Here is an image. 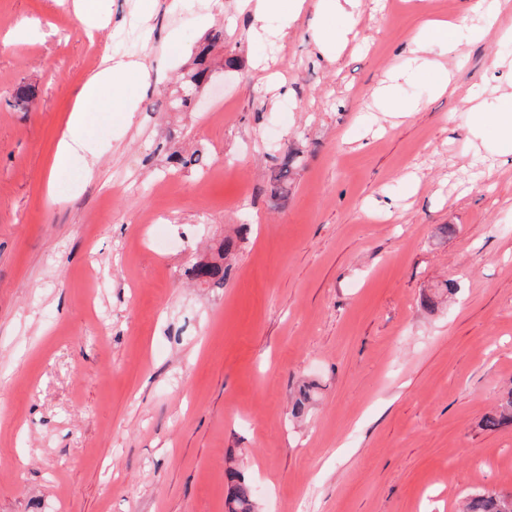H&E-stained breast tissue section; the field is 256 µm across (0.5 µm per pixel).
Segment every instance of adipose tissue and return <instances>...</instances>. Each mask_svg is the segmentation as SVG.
Returning a JSON list of instances; mask_svg holds the SVG:
<instances>
[{
	"instance_id": "ef3b65f1",
	"label": "adipose tissue",
	"mask_w": 512,
	"mask_h": 512,
	"mask_svg": "<svg viewBox=\"0 0 512 512\" xmlns=\"http://www.w3.org/2000/svg\"><path fill=\"white\" fill-rule=\"evenodd\" d=\"M480 0L473 3L465 14L450 22H436L416 35L415 41L422 53H425L424 68L436 92H444L450 82V74L435 60L430 59L432 46H442L445 53L455 52L460 33L469 38H483L489 29L495 26L497 18L493 15H481ZM481 15V25H473L474 15ZM150 68L145 62L113 63L104 58L101 68L89 76L79 89L71 112L65 122L62 137L51 166L47 185L55 187L58 174L65 168L69 156L76 145L84 141L88 126L89 113L93 110L119 112L132 116L136 110V101L129 94L132 80L147 84ZM469 130L473 135H481L485 128H494L498 133L497 148L502 153H512V92L501 94L491 110L475 108L469 118Z\"/></svg>"
}]
</instances>
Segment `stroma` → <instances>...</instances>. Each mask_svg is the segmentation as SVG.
<instances>
[{"label": "stroma", "instance_id": "obj_1", "mask_svg": "<svg viewBox=\"0 0 512 512\" xmlns=\"http://www.w3.org/2000/svg\"><path fill=\"white\" fill-rule=\"evenodd\" d=\"M469 2L361 0L331 50L317 28L348 20L317 0L275 45L241 0H101L90 36L71 5L0 0V512H225L230 455L259 512L512 493V427L483 426L512 387V154L467 128L474 90L512 88V0H485L497 30L438 55L446 93L411 42ZM215 29L198 103L171 110ZM107 55L147 62L149 84L130 124L91 114L95 171L78 151L50 200L65 119ZM295 147L271 204L269 155ZM196 149L204 168L171 160ZM227 238L230 279H191ZM447 280L456 295L426 310Z\"/></svg>", "mask_w": 512, "mask_h": 512}]
</instances>
